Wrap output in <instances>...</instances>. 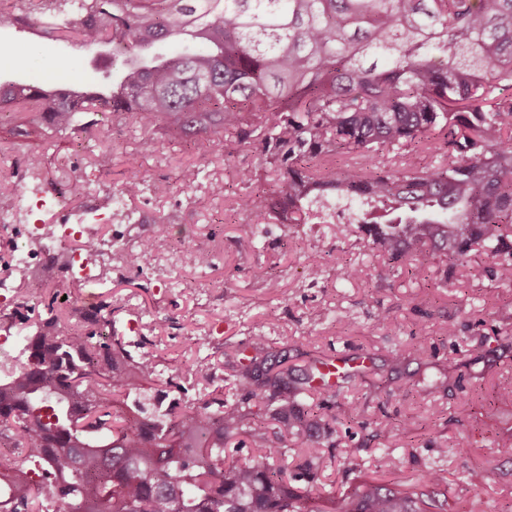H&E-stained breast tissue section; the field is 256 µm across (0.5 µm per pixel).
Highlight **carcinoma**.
<instances>
[{
  "mask_svg": "<svg viewBox=\"0 0 512 512\" xmlns=\"http://www.w3.org/2000/svg\"><path fill=\"white\" fill-rule=\"evenodd\" d=\"M45 20L62 39L112 45L117 86L0 83V112L51 114L60 133L85 132L90 112L135 126L145 143L166 126L197 136L207 155L231 131L262 148L277 190L239 199L257 219L307 224L331 200L360 208L359 223L389 260L430 248L451 275L482 250L491 276L512 287V0H59ZM40 0H3L0 29L44 16ZM446 164L420 162L421 149ZM346 163L339 166L337 159ZM141 192L137 176L112 195ZM158 246L120 252L129 267ZM27 337L26 358L0 377V512H440L447 474L415 484L361 476L338 508L285 473L282 448L226 463L228 442L256 419L290 425L308 373L292 387L253 357L238 386L254 406L221 397L148 411L151 357L112 335L61 322L54 307ZM112 463H107V459Z\"/></svg>",
  "mask_w": 512,
  "mask_h": 512,
  "instance_id": "obj_1",
  "label": "carcinoma"
}]
</instances>
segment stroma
I'll list each match as a JSON object with an SVG mask.
<instances>
[{"instance_id":"obj_1","label":"stroma","mask_w":512,"mask_h":512,"mask_svg":"<svg viewBox=\"0 0 512 512\" xmlns=\"http://www.w3.org/2000/svg\"><path fill=\"white\" fill-rule=\"evenodd\" d=\"M0 81L63 80L91 88L112 80L106 47L69 40L66 53L38 22L0 30ZM67 67H59L60 58ZM46 115L24 124L16 114L0 112V191L39 180L61 195L66 209L98 216L95 240L131 246L160 237L157 251L139 267L120 260L92 263L89 272L74 270L76 304H56L43 270L17 272L7 267L15 230L0 227V275L23 281L0 303V340H25L42 314L55 307L63 318L73 311L112 310V333L138 343L153 356L168 400L223 396L238 402L235 378L242 360L257 350L281 356L285 367L304 371L336 357L357 362L358 369L330 392L307 391L297 399L304 419H326L321 429L292 437L291 427L267 424L263 436L245 437L238 461L260 448L277 447L288 436L289 470L304 466L306 446L321 444L330 467L315 471L308 484L313 496H340L363 473L382 481L401 476L418 479L431 470L448 474L450 512H512V447H499L512 433V287L491 281L490 259L471 253L451 281L430 254L419 255L421 274L408 263L389 261L359 230V212L345 204L328 207L318 224H258L235 210L245 193L271 192L273 176L259 183H238L241 168H257L258 149L235 148L200 156L191 137L175 132L144 149L124 124L102 127L112 142V166L99 164L100 143L81 133L55 136ZM38 170H30L31 159ZM201 166V181L185 190L177 185L182 166ZM146 185L126 207L111 204L112 190L128 176ZM173 185L158 197L148 187ZM224 185L223 195L211 191ZM213 251L210 267L194 265L191 253ZM322 265L319 277L309 264ZM362 271L360 278H338L340 265ZM264 268L266 277L255 274ZM385 312L388 321L375 320ZM402 349L406 358L393 365L388 353ZM209 363L212 378L179 379L175 369ZM353 419H345L347 407ZM401 427L396 437L381 436L386 424ZM487 475L474 486L470 471Z\"/></svg>"}]
</instances>
